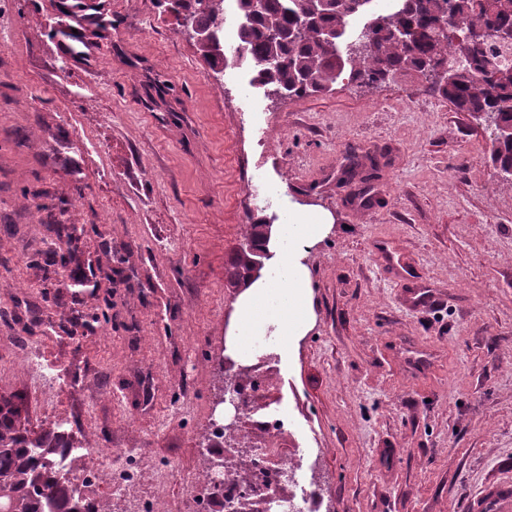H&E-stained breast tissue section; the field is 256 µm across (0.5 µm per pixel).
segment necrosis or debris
I'll return each mask as SVG.
<instances>
[{
	"instance_id": "necrosis-or-debris-1",
	"label": "necrosis or debris",
	"mask_w": 512,
	"mask_h": 512,
	"mask_svg": "<svg viewBox=\"0 0 512 512\" xmlns=\"http://www.w3.org/2000/svg\"><path fill=\"white\" fill-rule=\"evenodd\" d=\"M269 346L268 337H255L250 376L228 375L239 418L228 429L214 426L224 474L197 477L201 492L191 500L192 512H218L224 502L237 504L238 512H328L314 482L304 478L317 456L288 445L287 418L273 401L283 376L276 361L265 356Z\"/></svg>"
}]
</instances>
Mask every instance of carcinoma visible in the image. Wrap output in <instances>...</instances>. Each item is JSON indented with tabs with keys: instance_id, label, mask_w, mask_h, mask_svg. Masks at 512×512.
<instances>
[{
	"instance_id": "carcinoma-1",
	"label": "carcinoma",
	"mask_w": 512,
	"mask_h": 512,
	"mask_svg": "<svg viewBox=\"0 0 512 512\" xmlns=\"http://www.w3.org/2000/svg\"><path fill=\"white\" fill-rule=\"evenodd\" d=\"M188 34L202 37L197 51L209 70L224 73L246 58L256 70L254 83L276 97L327 93L342 77L362 86L412 75L491 129L490 162L512 173V48L475 39L476 32L512 28V0H397L390 14H372L366 23L369 47L348 33L350 20L369 11L372 0H323L306 15V0H235L241 17L232 57L224 51V0H156ZM376 157L351 149L342 177L364 184L360 201H369L377 179ZM271 225H249L246 243L228 271V283L254 279L256 263L270 259L266 243ZM84 455L57 423L39 431L22 423L11 400L0 406V490L8 492L12 512H91L90 500L70 475Z\"/></svg>"
}]
</instances>
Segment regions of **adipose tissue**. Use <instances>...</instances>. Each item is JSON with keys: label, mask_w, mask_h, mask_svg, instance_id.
<instances>
[{"label": "adipose tissue", "mask_w": 512, "mask_h": 512, "mask_svg": "<svg viewBox=\"0 0 512 512\" xmlns=\"http://www.w3.org/2000/svg\"><path fill=\"white\" fill-rule=\"evenodd\" d=\"M331 223L330 215L318 207L301 206L289 209L273 226L276 255L260 278L245 284L234 305L226 337L232 357L250 355L251 338L258 331L276 336V348L283 354L290 337L305 335L312 318L305 250Z\"/></svg>", "instance_id": "1"}]
</instances>
